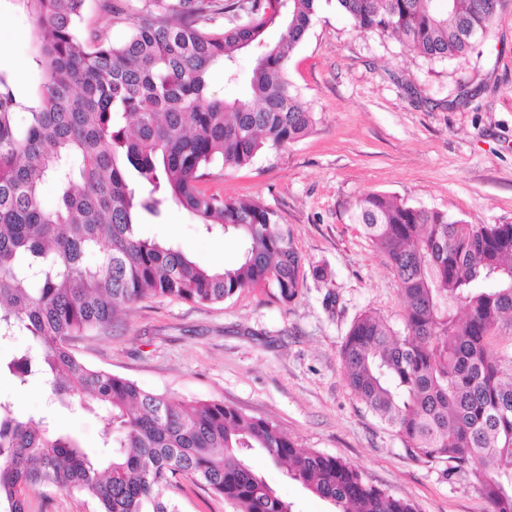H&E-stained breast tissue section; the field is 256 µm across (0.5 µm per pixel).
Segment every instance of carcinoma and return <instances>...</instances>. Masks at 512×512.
Here are the masks:
<instances>
[{
	"label": "carcinoma",
	"mask_w": 512,
	"mask_h": 512,
	"mask_svg": "<svg viewBox=\"0 0 512 512\" xmlns=\"http://www.w3.org/2000/svg\"><path fill=\"white\" fill-rule=\"evenodd\" d=\"M332 1L355 30L394 35L431 61L471 53L512 2ZM10 2L34 18L41 87L22 97L0 70V340L25 334L36 350L0 359V370L18 390L42 382L59 400L97 405L105 425L94 460L46 418L0 399L9 512H25L36 489L86 495L99 512H180L167 492L182 477L237 512H293L250 464L255 452L334 512H414L267 419L145 391L69 348L148 298L210 305L249 288H270L282 303L299 296L304 260L277 212L199 183L217 164L248 166L307 133L313 113L288 60L321 0H247L246 20L229 29L217 19L243 9L240 0H102L112 23L129 27L116 43L81 33L86 0ZM244 54L253 67L243 94L212 96V69L237 84ZM171 202L206 234L236 240L238 261L216 270L141 237L140 216L158 218ZM352 222L391 260L405 319L401 332L371 313L355 319L341 350L349 386L415 456L473 474L491 512H512V377L490 345L512 314V224H468L374 192Z\"/></svg>",
	"instance_id": "carcinoma-1"
}]
</instances>
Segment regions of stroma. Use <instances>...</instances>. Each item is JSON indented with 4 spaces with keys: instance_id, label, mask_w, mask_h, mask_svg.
<instances>
[{
    "instance_id": "35a3bbf8",
    "label": "stroma",
    "mask_w": 512,
    "mask_h": 512,
    "mask_svg": "<svg viewBox=\"0 0 512 512\" xmlns=\"http://www.w3.org/2000/svg\"><path fill=\"white\" fill-rule=\"evenodd\" d=\"M32 29L26 13L0 7V70L15 77L23 96L40 82ZM288 72L314 114L308 133L247 167L212 168L201 186L277 211L305 265L326 266L327 280L307 279L290 303L262 289L209 306L147 300L71 349L145 390L221 400L273 421L299 446L349 463L415 512H490L473 475L418 459L366 409L345 379L340 351L362 313L376 312L398 331L405 315L390 261L350 219L362 195L384 194L471 224L512 223V6L473 53L430 61L394 36L355 30L325 4ZM139 231L215 268L238 258L235 241L203 234L174 203L161 218L144 216ZM329 292L336 296L331 309L323 303ZM0 396L26 415L55 413L60 431L82 447H99L100 416L50 405L48 387L20 395L4 373ZM252 463L296 512H329L263 455ZM169 495L180 512H235L188 478ZM25 512H97V505L77 493L35 491Z\"/></svg>"
}]
</instances>
